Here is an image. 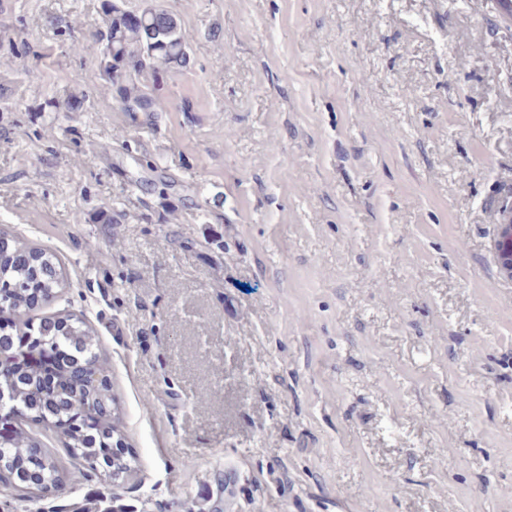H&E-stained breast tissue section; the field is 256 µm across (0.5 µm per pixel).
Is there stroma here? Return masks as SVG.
Segmentation results:
<instances>
[{
  "label": "stroma",
  "mask_w": 512,
  "mask_h": 512,
  "mask_svg": "<svg viewBox=\"0 0 512 512\" xmlns=\"http://www.w3.org/2000/svg\"><path fill=\"white\" fill-rule=\"evenodd\" d=\"M161 3L190 65L146 124L69 48L100 0H0V229L57 257L31 315L93 328L136 461L30 512H512L497 0ZM494 245L500 270L506 275L512 276V223L497 224Z\"/></svg>",
  "instance_id": "stroma-1"
}]
</instances>
